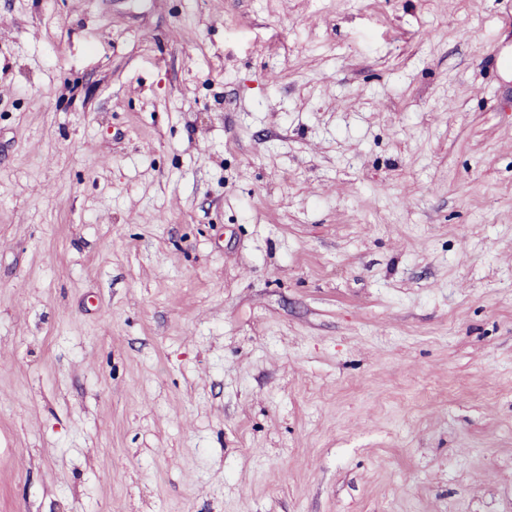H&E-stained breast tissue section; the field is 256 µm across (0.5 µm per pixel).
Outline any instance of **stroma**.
Masks as SVG:
<instances>
[{"label": "stroma", "mask_w": 512, "mask_h": 512, "mask_svg": "<svg viewBox=\"0 0 512 512\" xmlns=\"http://www.w3.org/2000/svg\"><path fill=\"white\" fill-rule=\"evenodd\" d=\"M512 0H0V512H512Z\"/></svg>", "instance_id": "35a3bbf8"}]
</instances>
